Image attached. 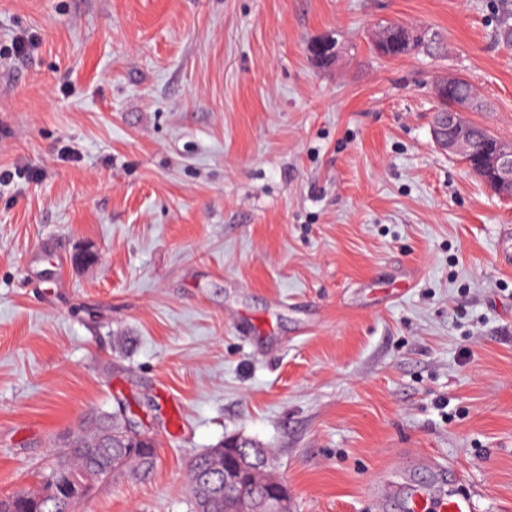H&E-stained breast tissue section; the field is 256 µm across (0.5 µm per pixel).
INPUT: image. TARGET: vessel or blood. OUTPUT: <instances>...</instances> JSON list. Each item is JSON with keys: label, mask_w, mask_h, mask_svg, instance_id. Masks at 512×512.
<instances>
[{"label": "vessel or blood", "mask_w": 512, "mask_h": 512, "mask_svg": "<svg viewBox=\"0 0 512 512\" xmlns=\"http://www.w3.org/2000/svg\"><path fill=\"white\" fill-rule=\"evenodd\" d=\"M478 497V491L464 487L458 471L448 467L439 485L410 492L404 508L406 512H477Z\"/></svg>", "instance_id": "obj_1"}]
</instances>
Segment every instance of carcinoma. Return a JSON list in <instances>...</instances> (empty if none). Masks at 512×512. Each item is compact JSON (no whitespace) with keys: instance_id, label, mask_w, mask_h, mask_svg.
<instances>
[{"instance_id":"obj_1","label":"carcinoma","mask_w":512,"mask_h":512,"mask_svg":"<svg viewBox=\"0 0 512 512\" xmlns=\"http://www.w3.org/2000/svg\"><path fill=\"white\" fill-rule=\"evenodd\" d=\"M398 23L390 22L382 27L386 38L373 44L374 52L385 58H398L415 53L436 56L443 46H426L410 35L397 34ZM475 95L472 85L460 78L448 90V101L437 104L447 109L458 99ZM112 423V441L105 438L103 425ZM158 463L156 443L151 437H130L120 432L117 421H109V414L92 412L86 416L84 428L69 435L63 441L62 452L45 471L33 488L20 490L0 499V512H77L79 503L66 497L49 498L45 495V482L58 470H64L71 479L82 486H94L132 466L142 473L151 472ZM191 512H235L237 496L250 495L251 485L238 486L226 492L213 487L224 481V449L215 448L192 459Z\"/></svg>"}]
</instances>
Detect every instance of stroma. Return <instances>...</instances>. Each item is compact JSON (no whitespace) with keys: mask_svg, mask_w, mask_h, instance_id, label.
<instances>
[{"mask_svg":"<svg viewBox=\"0 0 512 512\" xmlns=\"http://www.w3.org/2000/svg\"><path fill=\"white\" fill-rule=\"evenodd\" d=\"M501 4L0 0V498L99 410L158 465L78 512H189L230 437L294 512H378L424 458L512 512V199L431 134L451 74L512 141ZM392 21L444 53L377 56Z\"/></svg>","mask_w":512,"mask_h":512,"instance_id":"1","label":"stroma"}]
</instances>
